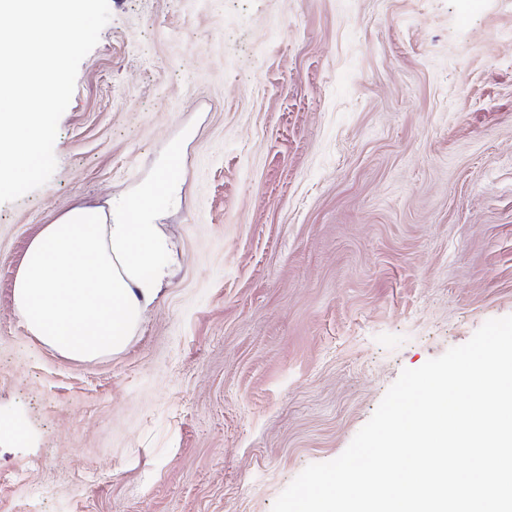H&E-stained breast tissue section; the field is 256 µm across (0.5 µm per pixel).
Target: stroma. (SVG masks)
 I'll return each instance as SVG.
<instances>
[{
	"mask_svg": "<svg viewBox=\"0 0 512 512\" xmlns=\"http://www.w3.org/2000/svg\"><path fill=\"white\" fill-rule=\"evenodd\" d=\"M109 8L54 174L0 203V512H271L512 315V0ZM159 174L161 296L123 352L63 357L14 308L30 240Z\"/></svg>",
	"mask_w": 512,
	"mask_h": 512,
	"instance_id": "1",
	"label": "stroma"
}]
</instances>
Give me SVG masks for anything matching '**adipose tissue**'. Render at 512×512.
Masks as SVG:
<instances>
[{
	"mask_svg": "<svg viewBox=\"0 0 512 512\" xmlns=\"http://www.w3.org/2000/svg\"><path fill=\"white\" fill-rule=\"evenodd\" d=\"M178 200L157 178L106 205H76L29 242L13 283L15 309L44 344L79 360L121 352L166 284L171 242L155 219Z\"/></svg>",
	"mask_w": 512,
	"mask_h": 512,
	"instance_id": "adipose-tissue-1",
	"label": "adipose tissue"
}]
</instances>
